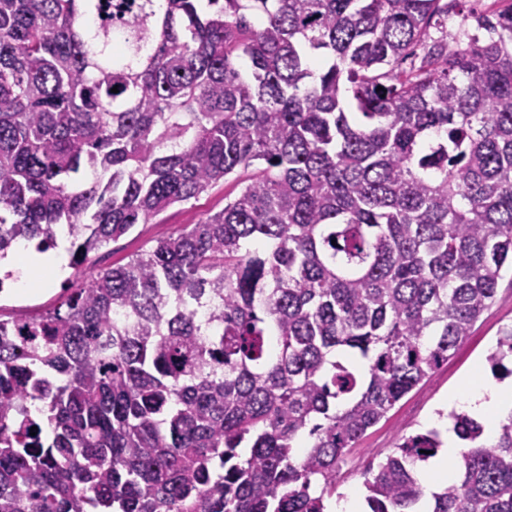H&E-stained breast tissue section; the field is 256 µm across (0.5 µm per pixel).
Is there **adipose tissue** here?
I'll return each instance as SVG.
<instances>
[{
	"label": "adipose tissue",
	"instance_id": "obj_1",
	"mask_svg": "<svg viewBox=\"0 0 512 512\" xmlns=\"http://www.w3.org/2000/svg\"><path fill=\"white\" fill-rule=\"evenodd\" d=\"M28 279L48 285L63 271L67 263L65 245L46 255L22 251L18 255ZM468 414L483 427L484 437H494L502 419L512 413V378L497 381L488 378L482 365H474L462 384L444 399L440 414L432 415L429 424L440 431L443 452L432 464L437 479L448 477V465L459 456L461 441L449 417L451 411Z\"/></svg>",
	"mask_w": 512,
	"mask_h": 512
}]
</instances>
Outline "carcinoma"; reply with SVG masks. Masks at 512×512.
<instances>
[{
    "mask_svg": "<svg viewBox=\"0 0 512 512\" xmlns=\"http://www.w3.org/2000/svg\"><path fill=\"white\" fill-rule=\"evenodd\" d=\"M464 2L0 0L1 256L62 229L78 267L252 171L0 318V512H327L347 450L512 264V0L450 51ZM487 361L512 376V328ZM451 419L466 448L432 512H512V415L490 444ZM441 445L401 437L368 512H414ZM229 178L220 182L207 194L189 203L175 204L161 213L153 223L138 224L127 235L117 241L111 242L96 253L91 254L89 260L82 266L72 270L68 267L67 275L55 283L52 281L64 270L67 263L66 242L60 240L58 247L47 255H37L29 250L8 255L6 263L22 260L23 268L27 269V276L21 283L39 281L47 287H34L36 290L25 292L17 296L11 292L3 293L0 297V308L4 319L18 318L27 315L30 308L37 313L53 309L58 305L62 296H67L82 288L91 271L99 266L123 265L131 256L145 250L150 241L162 235L177 232L191 224H197L209 213L220 211L224 204L232 199L241 186ZM71 275L70 281L64 280ZM52 283V284H51Z\"/></svg>",
    "mask_w": 512,
    "mask_h": 512,
    "instance_id": "1",
    "label": "carcinoma"
}]
</instances>
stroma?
Returning <instances> with one entry per match:
<instances>
[{"label":"stroma","instance_id":"1","mask_svg":"<svg viewBox=\"0 0 512 512\" xmlns=\"http://www.w3.org/2000/svg\"><path fill=\"white\" fill-rule=\"evenodd\" d=\"M238 191L236 182L229 179L199 199L169 207L155 223L136 225L127 235L91 254L68 282L58 281L19 296L10 292L0 294V316L18 318L32 309L39 313L53 309L61 297L84 286L93 268L125 264L128 258L149 247L154 238L177 232L200 222L207 214L220 211ZM506 327H512L511 271L504 272L500 279L493 306L476 322L471 335L448 361L403 397L386 419L370 428L355 448L349 450L336 472L337 494L362 490L365 471L377 467L402 436L428 430V420L441 399L459 385L475 363L486 361Z\"/></svg>","mask_w":512,"mask_h":512}]
</instances>
